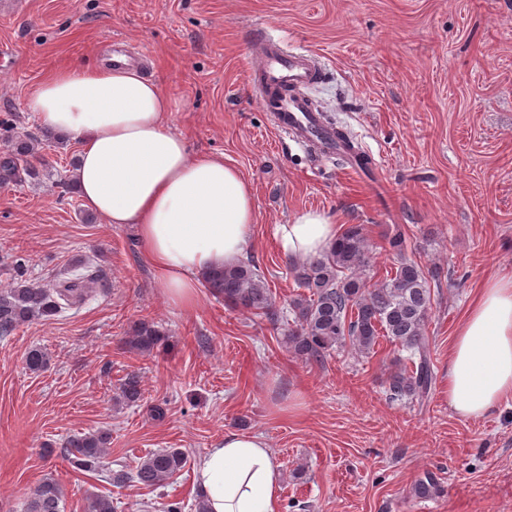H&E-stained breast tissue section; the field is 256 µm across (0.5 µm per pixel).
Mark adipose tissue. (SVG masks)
Instances as JSON below:
<instances>
[{"label":"adipose tissue","instance_id":"ef3b65f1","mask_svg":"<svg viewBox=\"0 0 512 512\" xmlns=\"http://www.w3.org/2000/svg\"><path fill=\"white\" fill-rule=\"evenodd\" d=\"M45 126L80 144L72 176L83 206L108 224H132L143 259L171 303L193 305L203 277L238 263L256 220L249 182L223 158L190 154L169 127L157 82L109 65L53 71L27 101ZM340 233L310 210L277 235L289 255L316 258ZM512 397V275L481 288L448 349V401L481 418ZM208 512H279L281 466L259 435L225 433L197 462Z\"/></svg>","mask_w":512,"mask_h":512}]
</instances>
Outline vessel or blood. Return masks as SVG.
I'll return each instance as SVG.
<instances>
[{
  "mask_svg": "<svg viewBox=\"0 0 512 512\" xmlns=\"http://www.w3.org/2000/svg\"><path fill=\"white\" fill-rule=\"evenodd\" d=\"M323 73V65L311 52L284 47L268 37L249 67V84L263 108L273 113L279 133L315 147L322 158H343L351 170H358L355 154L338 138L336 125L303 93L305 87L318 83Z\"/></svg>",
  "mask_w": 512,
  "mask_h": 512,
  "instance_id": "1",
  "label": "vessel or blood"
}]
</instances>
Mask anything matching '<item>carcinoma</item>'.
<instances>
[{
    "label": "carcinoma",
    "instance_id": "1",
    "mask_svg": "<svg viewBox=\"0 0 512 512\" xmlns=\"http://www.w3.org/2000/svg\"><path fill=\"white\" fill-rule=\"evenodd\" d=\"M33 149L28 138L16 136L0 153V182L16 179L19 170L32 172ZM389 250L396 255L397 267L385 280L370 285L365 276L369 249L365 228L351 224L331 249L319 258L293 264L292 273L303 293L290 301L292 324L288 344L308 362L324 363L331 351L345 345L368 354L379 337L408 352V366L387 379V392L393 401L423 400L435 386L425 328L431 299V284L418 262L405 256V240L396 233L388 238ZM99 276L82 275L52 287L36 286L23 279L0 291V333L40 316H50L62 304L76 303L98 283ZM212 294L231 307L264 316L273 322L279 315L270 289L253 260L238 262L214 273L206 280ZM162 333L154 325L142 322L135 327L131 343L149 353L161 341ZM129 403L141 398L139 376L126 377L122 390ZM107 434L87 433L70 441L75 468L91 472L104 454ZM187 457L177 448H165L143 458L135 470L112 474L120 486L135 482L145 487L164 484L185 468ZM415 492L427 498L441 493L440 483L425 472L414 485ZM63 490L53 478L43 480L25 503V512H62Z\"/></svg>",
    "mask_w": 512,
    "mask_h": 512
}]
</instances>
